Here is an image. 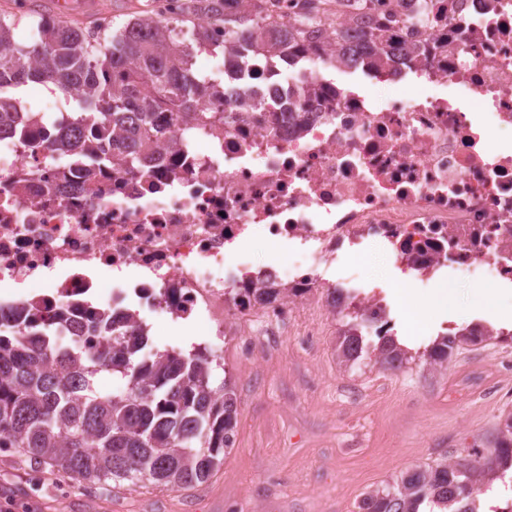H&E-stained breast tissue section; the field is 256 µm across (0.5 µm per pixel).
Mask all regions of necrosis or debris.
I'll use <instances>...</instances> for the list:
<instances>
[{"label":"necrosis or debris","instance_id":"necrosis-or-debris-1","mask_svg":"<svg viewBox=\"0 0 512 512\" xmlns=\"http://www.w3.org/2000/svg\"><path fill=\"white\" fill-rule=\"evenodd\" d=\"M384 35L396 68L337 63L336 32ZM302 79L255 55L248 89L264 110L201 107L173 117L147 170L112 164L62 182L40 138L0 136V286L40 314L85 306L143 332L204 321L215 357L238 338L292 323L298 305L350 309L379 327L393 296L362 278L320 295L317 270L371 246L417 287L441 273L512 287V0H376L299 51ZM366 71L377 90L348 92L326 69ZM418 85L407 97L383 91ZM287 247L256 260L254 242ZM279 289L257 305L252 289ZM492 369L452 373L455 401L497 394Z\"/></svg>","mask_w":512,"mask_h":512}]
</instances>
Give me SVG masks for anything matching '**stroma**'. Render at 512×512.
Instances as JSON below:
<instances>
[{"label":"stroma","mask_w":512,"mask_h":512,"mask_svg":"<svg viewBox=\"0 0 512 512\" xmlns=\"http://www.w3.org/2000/svg\"><path fill=\"white\" fill-rule=\"evenodd\" d=\"M156 0H88L72 26L99 32L119 29L134 14L149 12ZM36 0H0V19L16 23L14 38L32 42L39 16L52 15ZM320 274L327 282L356 275L400 288L401 276L374 247ZM450 311H427L417 319L393 309L388 327L411 348L428 346L442 321L462 328L495 325L479 313L480 281H444ZM343 321L309 308L299 324L268 337L277 348L270 362L241 364L232 345L211 369L213 386L228 383L237 397V427L232 448L210 479L190 489L151 482L113 483L110 489L86 482L61 492V474L37 469L19 454L0 451V495L16 493L34 502L36 512H267L284 495L283 512H359L366 493L400 481L407 472L438 459L467 452L475 438L492 431L499 417L512 412V400L485 397L454 409L443 388L447 371L414 361L398 369L376 364L369 355L354 363L337 357ZM320 334L308 347L304 327Z\"/></svg>","instance_id":"stroma-1"}]
</instances>
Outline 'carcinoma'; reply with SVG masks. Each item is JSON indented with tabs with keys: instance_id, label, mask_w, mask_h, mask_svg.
Listing matches in <instances>:
<instances>
[{
	"instance_id": "carcinoma-1",
	"label": "carcinoma",
	"mask_w": 512,
	"mask_h": 512,
	"mask_svg": "<svg viewBox=\"0 0 512 512\" xmlns=\"http://www.w3.org/2000/svg\"><path fill=\"white\" fill-rule=\"evenodd\" d=\"M275 0H181L182 18L199 13L224 25V50L234 66L252 54L273 58L286 45L314 37L333 0L300 5L303 15L289 28L268 34L260 21L272 18ZM343 54L378 53V45L346 46ZM190 48L170 22L143 15L112 35H95L42 16L30 45L15 41L13 28L0 20V133L42 135L59 159L76 163L92 152L93 168L119 155L130 167L155 161L153 135L165 116L202 104L224 105V86L198 78ZM28 82L52 83L74 101L83 115L69 113L46 125L36 113L16 111L18 99L3 93ZM13 323L12 335L0 333V448H14L33 466L94 484L149 476L158 486L188 489L206 482L233 445L237 398L227 383L214 388L205 352L141 356L147 337L106 314L81 316L61 311L46 319L29 303L3 308L0 323ZM77 325L96 339L92 350L61 351L53 340L58 327ZM349 326L338 346L348 363L362 353V337ZM512 335L490 333L481 324L440 336L421 352L383 335L372 349L376 361L391 368L420 359L449 363L464 344ZM130 378L122 395L104 393L96 380L103 373ZM512 467V412L502 415L490 437L464 457L415 469L392 486L369 492L362 512H418L425 499L454 506L453 512H478L477 494L504 478Z\"/></svg>"
}]
</instances>
